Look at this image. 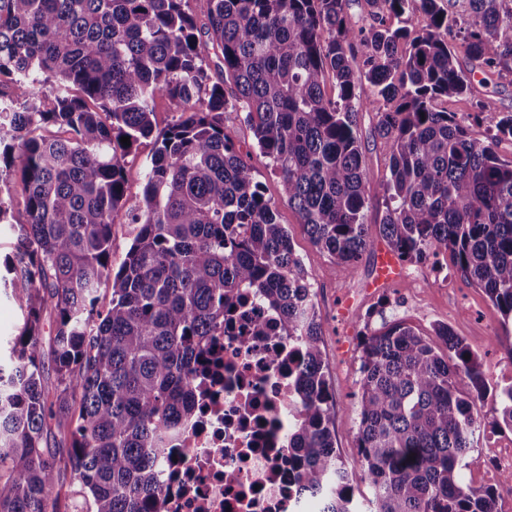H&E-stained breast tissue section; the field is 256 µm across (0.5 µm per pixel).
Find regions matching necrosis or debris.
<instances>
[{"label": "necrosis or debris", "mask_w": 512, "mask_h": 512, "mask_svg": "<svg viewBox=\"0 0 512 512\" xmlns=\"http://www.w3.org/2000/svg\"><path fill=\"white\" fill-rule=\"evenodd\" d=\"M259 320L265 334L241 344L238 332ZM233 329L214 344L218 367L196 377L192 419L168 442L162 512H309L296 490L301 468L288 443L289 412L298 403L288 339L250 292Z\"/></svg>", "instance_id": "4bbe7bcc"}]
</instances>
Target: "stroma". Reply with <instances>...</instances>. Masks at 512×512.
Returning <instances> with one entry per match:
<instances>
[{"label":"stroma","instance_id":"35a3bbf8","mask_svg":"<svg viewBox=\"0 0 512 512\" xmlns=\"http://www.w3.org/2000/svg\"><path fill=\"white\" fill-rule=\"evenodd\" d=\"M459 66L471 75L470 94L440 98L436 107L468 121L477 103L489 100L493 110L479 123H470L473 138L494 135L497 120L512 113V75L485 80L477 62L459 55ZM376 109L357 115L359 138L375 177L370 183L365 221L370 226L371 246L351 267L334 264L317 248L296 211L282 197L281 184L269 158L259 150L253 133L240 112L227 111L224 125L231 132L244 159L255 171L267 198L276 205L278 220L285 224L295 253L310 276L316 309L321 318L325 372L336 408L343 416L336 425V446L345 460L357 458L354 429L358 420L356 381L359 377L361 331L379 329L382 323L403 320L421 332L444 324L478 355L481 370L490 385L512 384V330L503 331L501 315L482 288L466 282L454 269L449 253L419 262L402 263L401 278L386 287L368 290L374 278L377 253L387 244L379 233L385 217L384 192L379 180L389 155L388 144L374 130ZM512 452V431L486 427L469 456L466 481L476 487L497 490L502 512H512V483L502 481L499 462Z\"/></svg>","mask_w":512,"mask_h":512}]
</instances>
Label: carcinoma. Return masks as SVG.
<instances>
[{"mask_svg":"<svg viewBox=\"0 0 512 512\" xmlns=\"http://www.w3.org/2000/svg\"><path fill=\"white\" fill-rule=\"evenodd\" d=\"M368 2L370 22L355 30L346 0H207L203 26L186 0H0V182L20 178L26 214L0 275L26 313L12 366L0 363V512H61L67 475L87 512H158L159 462L194 414L195 364L253 289L296 346L299 495L320 497L321 512H358L309 275L224 130L239 103L314 244L351 266L369 247L374 177L356 116L383 102L381 235L403 261L450 252L512 324V159L495 150L497 136L512 138V114L482 141L434 106L470 88L460 50L512 73V0H468L464 27L444 0ZM410 11L426 19L413 37L392 23ZM204 36L231 98L211 81ZM158 96L180 116L155 137ZM150 137L132 202L128 157ZM120 212L132 239L115 271ZM360 346L355 441L371 512H502L496 489L463 481L489 392L471 347L446 325L423 334L401 320ZM494 412L512 430V384L495 391ZM53 426L66 449L45 446Z\"/></svg>","mask_w":512,"mask_h":512,"instance_id":"cac0c4a2","label":"carcinoma"}]
</instances>
